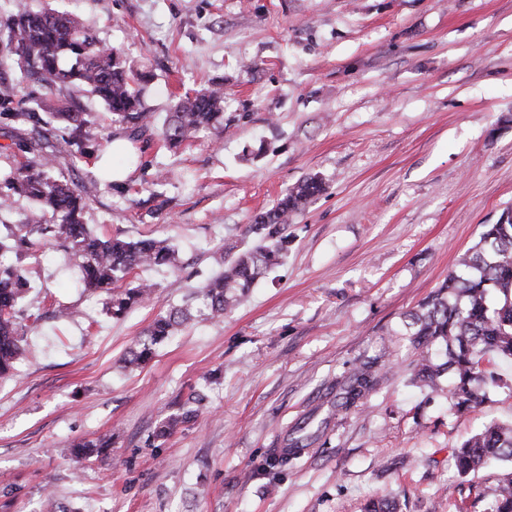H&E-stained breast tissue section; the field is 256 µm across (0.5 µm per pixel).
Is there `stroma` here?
<instances>
[{
    "instance_id": "1",
    "label": "stroma",
    "mask_w": 512,
    "mask_h": 512,
    "mask_svg": "<svg viewBox=\"0 0 512 512\" xmlns=\"http://www.w3.org/2000/svg\"><path fill=\"white\" fill-rule=\"evenodd\" d=\"M19 1L78 14L145 66L157 121L214 81L241 120L170 149L86 90L61 92L125 143L65 166L85 223L102 237H169L182 268L135 270L131 283L156 289L116 319L60 247H35L25 334L38 354L0 379V512H42L49 497L68 512H363L380 495L402 512H484L502 465L464 479L451 451L512 421V363L497 364L507 387L449 413L410 383L437 351L415 347L404 322L512 209V0H0V14ZM130 151L143 165L127 164ZM105 165L125 180H101ZM310 174L327 189L292 216L283 263L231 314L123 369L215 252ZM363 362L375 391L362 410L337 408V382ZM194 391L196 414L155 438ZM105 433L111 461L72 460L74 443ZM306 436L287 466L268 467Z\"/></svg>"
}]
</instances>
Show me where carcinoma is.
Wrapping results in <instances>:
<instances>
[{"label":"carcinoma","instance_id":"carcinoma-1","mask_svg":"<svg viewBox=\"0 0 512 512\" xmlns=\"http://www.w3.org/2000/svg\"><path fill=\"white\" fill-rule=\"evenodd\" d=\"M12 53L25 76L43 89L36 95L20 93L18 85L0 82V116L25 135L21 139L32 157L27 164L0 175V208L10 207L15 196L36 204L21 224H5L0 234V378L14 375L23 358L35 355L24 336L22 309L33 270L25 263L29 251L42 242H56L68 261L81 272V288L108 295L106 311L115 318L146 300L153 285L129 287L124 280L135 270L179 267V255L167 237L128 241L116 234L101 239L84 224L86 202L73 181L55 174L59 158H77L104 151L108 142L95 132L85 112L66 110L57 92L80 87L98 97L119 121L134 131L147 128L152 113L145 106L140 83L147 75L134 69L125 53L100 42L78 15L52 9L18 7L0 15ZM54 112L66 133L40 132V113ZM239 118L224 111V86L212 83L181 99L168 113L161 140L175 147L196 133L218 134L231 129ZM326 190L323 178L313 174L293 185L269 210L246 226L242 240L224 246L216 260L218 270L208 276L182 305L156 317L128 349L124 367H140L159 345L179 328L198 319H219L234 310L256 281L282 263L290 243L289 218ZM466 271L448 276L419 309L408 314L405 327L417 347L435 346L443 359L421 360L412 381L431 393L445 392L448 411H467L481 404L477 385L495 387L501 378L496 362L512 361V211L494 224L482 225L479 240L465 254ZM449 376L448 389L440 378ZM370 367L359 368L341 387V407L356 409L374 389ZM193 410L166 416L157 436L166 437L187 422ZM112 437L101 435L79 442L72 453L79 460L104 459ZM460 477L492 463L512 464V422L493 421L452 451ZM364 512H399L391 495L365 505ZM487 512H512V468L499 479Z\"/></svg>","mask_w":512,"mask_h":512}]
</instances>
